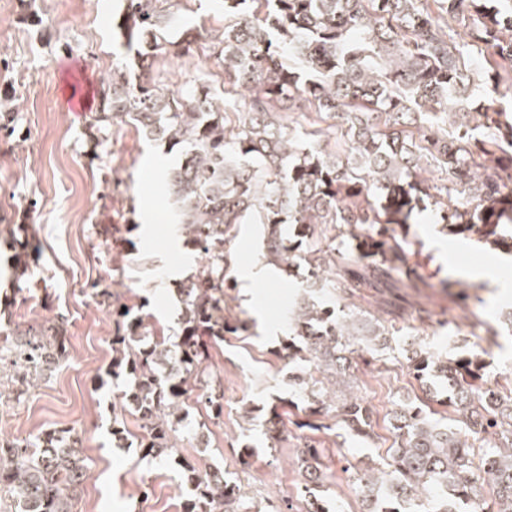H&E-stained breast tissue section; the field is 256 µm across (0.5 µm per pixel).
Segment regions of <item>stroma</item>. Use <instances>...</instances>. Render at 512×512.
<instances>
[{
	"mask_svg": "<svg viewBox=\"0 0 512 512\" xmlns=\"http://www.w3.org/2000/svg\"><path fill=\"white\" fill-rule=\"evenodd\" d=\"M119 0H0V439L24 440L54 429L73 430L90 460L72 512H182L191 493L182 460L203 472L218 470L239 485L251 506L301 512L304 443L322 448L320 494L329 512H365L351 492L347 466L380 468L393 443L390 417L403 398L420 395L407 369L403 339L431 349L458 344L480 351L492 385L512 390V332L499 313L512 309V291L482 270L496 253L482 243L451 242L432 209L406 225L407 279L397 288H364L349 305L384 320L393 341L383 350L352 356V392L373 412L374 433L358 440L339 434L335 414L323 429L305 428L302 408L290 406L293 367L281 352L288 302L303 269L284 274L260 256L258 225L239 224L227 243L226 291L231 314L247 332L225 336L211 350L210 370L223 384L224 414L213 421L207 405L189 394L178 427L177 452L159 462L145 456L143 430L121 397L125 380L105 373L112 361L113 307L142 315L154 334L176 340L177 292L186 272L205 264L174 232L172 205L160 185L171 160L162 145L118 121L91 142L92 114L63 111L59 88L87 71L103 80L124 56L112 29ZM162 86L178 90L207 83L224 91V70L208 43L194 57L153 68ZM263 268L267 275L253 277ZM466 290L484 305L451 302ZM54 323L69 336L66 357L31 379L13 364L6 337L13 325L33 332ZM498 328V335L487 332ZM278 418L276 439L266 433ZM124 430L112 436L113 421ZM251 448L249 467L240 463Z\"/></svg>",
	"mask_w": 512,
	"mask_h": 512,
	"instance_id": "obj_1",
	"label": "stroma"
}]
</instances>
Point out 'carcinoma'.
Wrapping results in <instances>:
<instances>
[{
  "mask_svg": "<svg viewBox=\"0 0 512 512\" xmlns=\"http://www.w3.org/2000/svg\"><path fill=\"white\" fill-rule=\"evenodd\" d=\"M178 2L120 0L112 27L135 53L139 73L112 68L89 138L102 139L112 120L127 118L147 139L167 144L175 161L162 185L184 243L206 264L179 284L181 335L172 348L146 341L142 316L113 310L120 327L109 374L131 380L125 398L154 459L173 454L190 387L201 385L220 418L222 394L207 379L210 349L224 334L248 329L224 308L231 287L224 245L234 225L260 224L267 262L307 267L281 347L299 372L296 395L311 417L302 426L318 430L323 424L314 418L334 410L343 435L367 440L369 407L356 396L334 401L331 387L346 383L353 353L386 345L389 331L341 301L401 272L397 228L415 223L427 198L448 235L512 252V113L500 106L512 99V0H224V32L214 48L224 83L248 101L234 130L210 87L171 91L150 76L158 59L196 51L201 31L180 17ZM453 22L465 28L461 42ZM473 48L491 56L479 82L467 63ZM285 101L302 115L341 117L346 160L278 122L276 103ZM415 125L417 139L408 130ZM428 157L448 184H430L421 164ZM320 224L366 231L354 236L356 248L343 250L316 236ZM65 342L60 327L18 341L15 365L36 376L63 358ZM406 352L420 387L445 382L438 404L448 423L424 401L397 405L387 467L351 473L370 502L367 512H396L409 499L424 501L432 487L433 512H466L477 499L484 512H512V391L484 384L487 365L475 351L450 357L411 342ZM475 439L485 444L477 448ZM320 455L308 444L299 452L304 512H327L315 494ZM182 469L192 485L183 512H251L224 474H203L189 462ZM88 473V457L64 431L0 445V489L20 512H71Z\"/></svg>",
  "mask_w": 512,
  "mask_h": 512,
  "instance_id": "cac0c4a2",
  "label": "carcinoma"
}]
</instances>
